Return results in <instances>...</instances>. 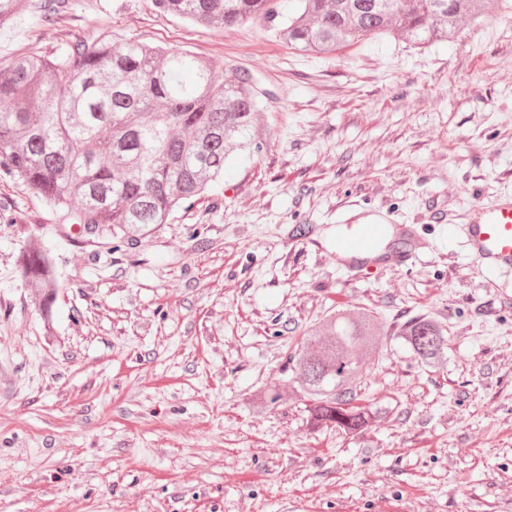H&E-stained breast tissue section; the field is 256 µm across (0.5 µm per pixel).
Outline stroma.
<instances>
[{
	"mask_svg": "<svg viewBox=\"0 0 512 512\" xmlns=\"http://www.w3.org/2000/svg\"><path fill=\"white\" fill-rule=\"evenodd\" d=\"M98 38L251 74L260 150L131 243L73 233L0 176V512H512V275L479 272L461 234L512 195V8L428 47L318 55L264 24L65 0L1 24L0 64ZM370 210L425 247L351 277L336 227ZM34 247L55 259L48 308L18 264ZM339 305L448 329L435 365L386 338L356 436L311 427L281 372ZM268 387L283 400L262 412Z\"/></svg>",
	"mask_w": 512,
	"mask_h": 512,
	"instance_id": "stroma-1",
	"label": "stroma"
}]
</instances>
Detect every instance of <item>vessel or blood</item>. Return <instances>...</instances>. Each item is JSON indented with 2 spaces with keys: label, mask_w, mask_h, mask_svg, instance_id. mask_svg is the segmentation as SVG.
<instances>
[{
  "label": "vessel or blood",
  "mask_w": 512,
  "mask_h": 512,
  "mask_svg": "<svg viewBox=\"0 0 512 512\" xmlns=\"http://www.w3.org/2000/svg\"><path fill=\"white\" fill-rule=\"evenodd\" d=\"M470 256L481 273L512 269V200L478 209L464 228ZM415 242L400 226L369 221L346 225L336 238V259L349 268L402 264Z\"/></svg>",
  "instance_id": "b4317fda"
}]
</instances>
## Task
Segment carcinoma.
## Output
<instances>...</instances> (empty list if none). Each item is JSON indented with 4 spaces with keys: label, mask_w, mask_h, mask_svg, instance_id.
Listing matches in <instances>:
<instances>
[{
    "label": "carcinoma",
    "mask_w": 512,
    "mask_h": 512,
    "mask_svg": "<svg viewBox=\"0 0 512 512\" xmlns=\"http://www.w3.org/2000/svg\"><path fill=\"white\" fill-rule=\"evenodd\" d=\"M498 0H155L163 13L236 28L280 23L301 52L329 54L343 44L400 35L414 46L448 41L460 22L484 15ZM62 0L32 12L52 21ZM29 7L0 0V25ZM258 103L252 78L227 80L197 55L176 48L110 41L31 55L0 67V173L22 181L65 219L93 235H134L166 224L182 203L215 187L229 155L255 145ZM23 275L51 301L49 250L20 256ZM373 310L338 307L289 356L294 391L311 423L355 435L375 413L361 399L366 366L383 348ZM395 336L434 364L448 348L445 328L419 315Z\"/></svg>",
    "instance_id": "obj_1"
}]
</instances>
